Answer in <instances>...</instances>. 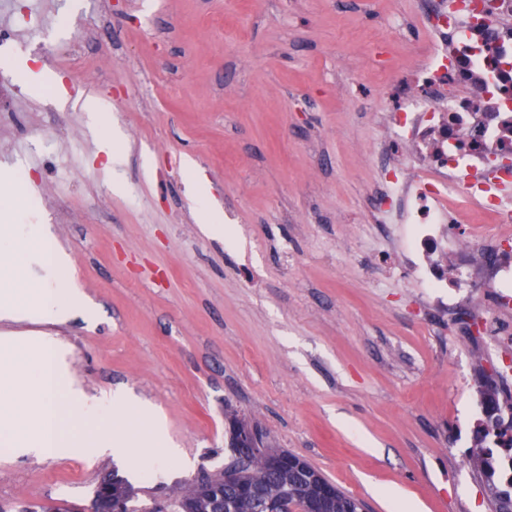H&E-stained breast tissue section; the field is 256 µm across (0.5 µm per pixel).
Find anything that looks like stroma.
<instances>
[{"label": "stroma", "mask_w": 512, "mask_h": 512, "mask_svg": "<svg viewBox=\"0 0 512 512\" xmlns=\"http://www.w3.org/2000/svg\"><path fill=\"white\" fill-rule=\"evenodd\" d=\"M68 2L0 0V29L41 20L5 65L17 111L0 130V221L50 225L65 287L99 314L0 334L59 336L87 393L124 388L160 415L180 456L135 482L137 503L223 468L236 416L366 512H391L390 488L420 512H494L466 453L485 419L478 376L503 356L430 312L369 216L381 70L406 80L418 0ZM89 94L127 143L120 194ZM188 159L233 242L202 232ZM117 467L0 447V512H79Z\"/></svg>", "instance_id": "1"}]
</instances>
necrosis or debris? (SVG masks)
I'll return each mask as SVG.
<instances>
[{"label": "necrosis or debris", "instance_id": "1", "mask_svg": "<svg viewBox=\"0 0 512 512\" xmlns=\"http://www.w3.org/2000/svg\"><path fill=\"white\" fill-rule=\"evenodd\" d=\"M430 43L382 118L373 221L402 237L398 257L428 292L474 299L470 320L512 346V0H422ZM485 221L455 226L451 197Z\"/></svg>", "mask_w": 512, "mask_h": 512}]
</instances>
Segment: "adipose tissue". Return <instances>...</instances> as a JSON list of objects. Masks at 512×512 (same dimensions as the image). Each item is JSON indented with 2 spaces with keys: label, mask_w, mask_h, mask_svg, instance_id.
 <instances>
[{
  "label": "adipose tissue",
  "mask_w": 512,
  "mask_h": 512,
  "mask_svg": "<svg viewBox=\"0 0 512 512\" xmlns=\"http://www.w3.org/2000/svg\"><path fill=\"white\" fill-rule=\"evenodd\" d=\"M83 108L92 112L104 134L100 149L107 158L108 166L116 172L112 180L114 191H122L123 181L117 172L125 162V146L113 131L112 123L102 112L98 100H86ZM38 247L49 252L48 257L42 260L44 276L30 288H0V322L34 320L63 324L73 317L76 310L85 308V299L79 289L58 285L61 271L69 265L68 254L53 247L51 239L43 232L38 235Z\"/></svg>",
  "instance_id": "1"
}]
</instances>
